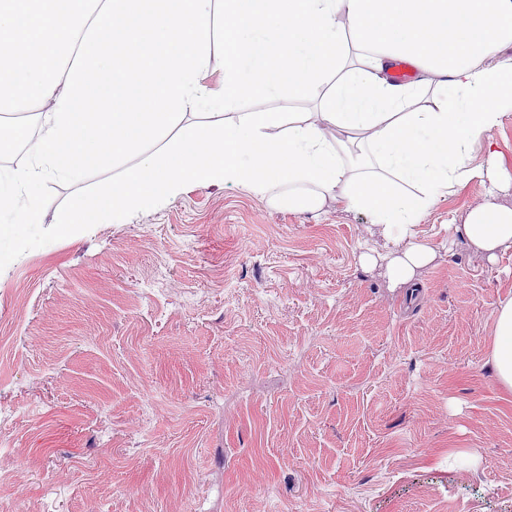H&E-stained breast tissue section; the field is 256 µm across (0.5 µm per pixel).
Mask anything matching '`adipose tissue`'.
<instances>
[{"label": "adipose tissue", "instance_id": "obj_1", "mask_svg": "<svg viewBox=\"0 0 512 512\" xmlns=\"http://www.w3.org/2000/svg\"><path fill=\"white\" fill-rule=\"evenodd\" d=\"M219 59L214 89L203 76ZM400 60L416 81L385 77ZM258 91L319 107L238 111ZM33 108L28 164L0 169V260L17 225L40 223L49 180L133 157L56 223L121 224L191 184L296 210L339 199L391 240L386 272L399 288L435 258L411 227L440 195L503 170L492 133L512 108V0H0V112ZM202 110L218 123L194 124ZM478 143L483 169L469 163ZM460 229L495 259L512 249V207L486 201ZM491 357L512 391V301L498 310Z\"/></svg>", "mask_w": 512, "mask_h": 512}]
</instances>
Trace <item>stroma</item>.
<instances>
[{
    "label": "stroma",
    "mask_w": 512,
    "mask_h": 512,
    "mask_svg": "<svg viewBox=\"0 0 512 512\" xmlns=\"http://www.w3.org/2000/svg\"><path fill=\"white\" fill-rule=\"evenodd\" d=\"M134 164L48 182L0 262V512H512L491 359L512 250L458 231L511 186L441 197L412 228L435 259L400 290L373 216L333 199L195 185L55 224Z\"/></svg>",
    "instance_id": "stroma-1"
}]
</instances>
